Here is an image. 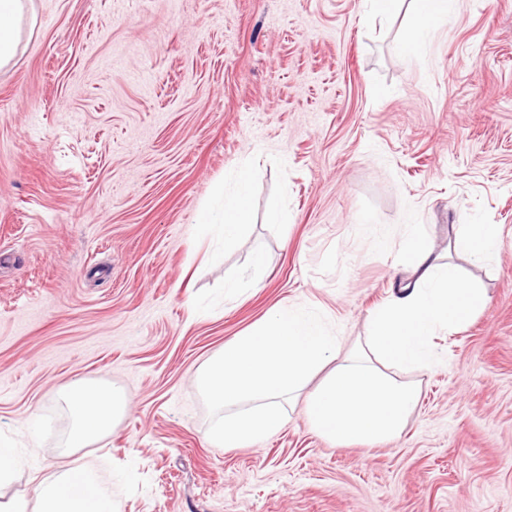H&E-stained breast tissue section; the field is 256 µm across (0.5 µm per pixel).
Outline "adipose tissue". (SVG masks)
I'll list each match as a JSON object with an SVG mask.
<instances>
[{
	"label": "adipose tissue",
	"mask_w": 512,
	"mask_h": 512,
	"mask_svg": "<svg viewBox=\"0 0 512 512\" xmlns=\"http://www.w3.org/2000/svg\"><path fill=\"white\" fill-rule=\"evenodd\" d=\"M414 23L400 49L412 54L419 43L450 13L458 0H413ZM26 0H0V67L15 56ZM251 173L234 174V190L225 195L220 221L202 217L209 234L232 246L246 227L250 211ZM362 231L385 244L398 243L415 275L398 287L385 306L368 320L366 350L352 353L312 393L306 405L311 427L341 443L360 439L390 440L400 435L419 392L415 384L384 373V366L428 367L435 360L432 338L440 329L467 322L485 302V294L461 281L449 264L424 247L415 225L362 224ZM454 246L477 262L494 258L500 248L496 225L473 224L456 237ZM72 415L66 445L82 448L108 434L126 415L128 400L121 389H106L91 381H78L62 390ZM111 495L100 487L96 474L73 467L41 483L37 512H113Z\"/></svg>",
	"instance_id": "ef3b65f1"
}]
</instances>
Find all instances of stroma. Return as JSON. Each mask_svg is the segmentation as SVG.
<instances>
[{"label":"stroma","mask_w":512,"mask_h":512,"mask_svg":"<svg viewBox=\"0 0 512 512\" xmlns=\"http://www.w3.org/2000/svg\"><path fill=\"white\" fill-rule=\"evenodd\" d=\"M411 24L363 0H27L0 68L1 508L87 465L116 512H512V0H460L409 57ZM245 164L228 248L198 217ZM367 220L419 225L487 294L403 372L404 431L320 436L316 376L279 432L218 446L195 376L225 341L311 306L350 351L410 277ZM468 224L497 225V258L455 250ZM81 379L129 410L67 448L58 391Z\"/></svg>","instance_id":"stroma-1"}]
</instances>
